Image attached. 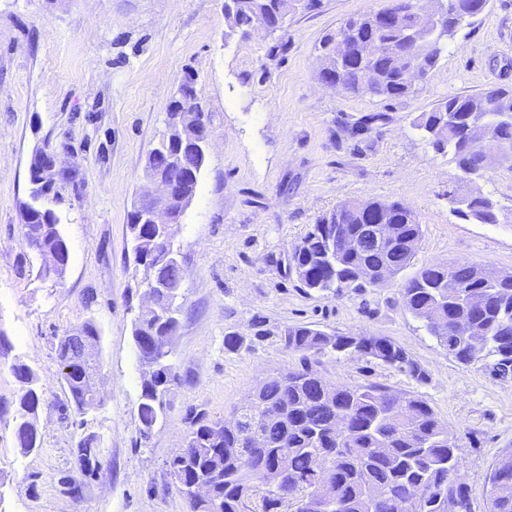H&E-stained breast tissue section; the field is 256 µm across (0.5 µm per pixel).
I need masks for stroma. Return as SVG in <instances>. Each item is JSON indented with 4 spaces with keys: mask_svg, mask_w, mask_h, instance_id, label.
Listing matches in <instances>:
<instances>
[{
    "mask_svg": "<svg viewBox=\"0 0 512 512\" xmlns=\"http://www.w3.org/2000/svg\"><path fill=\"white\" fill-rule=\"evenodd\" d=\"M391 0H322L273 35L229 33L224 0H0V512H187L169 473L185 415L228 418L268 377L300 366L278 340L284 327L386 336L425 370L419 382L357 357L323 355L317 370L338 385L381 382L426 400L456 438L474 512H489L495 459L512 449V377L484 362L458 363L402 306L399 289L426 263H473L512 275V161L469 181L414 125L456 96L512 87V0L446 44L418 93L394 100L325 87L320 43L349 17ZM192 77L209 152L198 191L174 225L185 278L172 341L179 376L150 440L139 437L142 368L132 323L143 290L132 277L127 218L147 188L148 152L166 133V108ZM54 150L76 172L51 207L70 260L61 278L22 236L29 159ZM482 195L498 221L453 213V196ZM345 200L399 201L422 230L411 268L361 293L302 288L292 248ZM93 322L99 332V410L83 425L62 420L61 336ZM240 338L238 351L224 337ZM40 377V446L17 447L24 386L11 366ZM96 436L94 473L74 451ZM81 486L68 493L62 477Z\"/></svg>",
    "mask_w": 512,
    "mask_h": 512,
    "instance_id": "stroma-1",
    "label": "stroma"
}]
</instances>
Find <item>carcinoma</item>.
<instances>
[{"label":"carcinoma","mask_w":512,"mask_h":512,"mask_svg":"<svg viewBox=\"0 0 512 512\" xmlns=\"http://www.w3.org/2000/svg\"><path fill=\"white\" fill-rule=\"evenodd\" d=\"M420 0H410L407 13L398 24L388 26L380 13H365L345 21L322 41L323 54L333 51L338 36L354 45L369 40L377 48L371 63L361 65L355 58L336 64V80L344 89L368 92L383 99H399L416 93L413 76L422 79L437 66L447 34L421 31ZM321 0H224V19L231 32L244 31L274 12L286 15L303 7L316 9ZM421 130L439 151H446L463 173L480 178L482 152L498 141L512 143V90L497 88L477 96H457L441 102L417 119ZM184 165L195 172L185 193L195 196L205 165L198 151L184 157ZM55 185H37L38 205L30 227L37 231L26 238L29 247L42 257L40 275H47L48 262L55 261V275L64 273L70 258L69 247L59 230L58 217L49 207ZM459 218L480 224L496 223L494 203L475 196L459 201L453 209ZM137 211L130 212L127 226L131 234L134 263L142 273L141 283L179 287L185 277L182 264L163 256L162 230L153 224L138 223ZM361 224L373 226L375 236L388 226L395 231L391 246L379 240L366 243L355 252L334 247L339 232H354ZM422 238L414 212L392 201L370 200L361 212L344 202L324 216L294 246L291 262L298 269L302 287L335 295L343 290L364 292L378 285V278L361 279L358 270L386 268L394 277L414 259ZM494 271L474 264L421 266L400 289L404 309L422 321L428 333L449 355L462 364L478 357L467 341L453 334L460 322L484 339L483 354L494 358L493 372L512 376V279L498 281ZM476 295L482 304L473 307L467 298ZM171 302L158 303V312L137 319L132 338L138 355L153 353V372L143 376L137 406L139 435L150 438L164 412L163 396L177 380L171 363V349H151L155 332L173 337L178 317ZM279 342L289 352L303 355L299 369L286 371L258 387L248 403L234 409H248L238 431L213 421L201 410L187 411V431L182 448L181 483L176 485L190 512H412L411 499L422 487L426 497L420 512H444L448 494L455 492L464 512H473L468 486L453 488L451 477L459 466L458 448L448 427L422 398L400 395L381 383L355 386L332 384L308 363L311 356L357 355L394 368L422 382L420 365L408 352L385 336L329 333L309 325H292L279 334ZM64 342L56 348L57 376L67 385L68 401L60 406L65 420L77 421L85 412L84 370L62 365ZM25 385L15 415V437L26 453L40 447L36 427L42 394L36 372L23 363L11 366ZM349 422V432L334 431L336 421ZM264 435L266 447L258 449L251 463L242 461L245 433ZM84 455L76 456V466L87 474L96 468L100 448L96 439L83 440ZM330 481L336 489L332 502H324L317 486ZM207 482L213 496L206 502L193 498L190 486ZM490 512H512V451L494 462L490 476ZM375 486L380 498L370 499L366 488Z\"/></svg>","instance_id":"cac0c4a2"}]
</instances>
